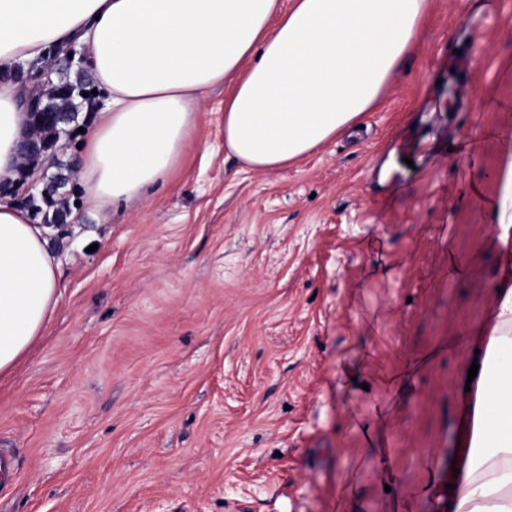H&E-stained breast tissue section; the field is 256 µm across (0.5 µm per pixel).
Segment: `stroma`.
<instances>
[{
    "label": "stroma",
    "instance_id": "obj_1",
    "mask_svg": "<svg viewBox=\"0 0 512 512\" xmlns=\"http://www.w3.org/2000/svg\"><path fill=\"white\" fill-rule=\"evenodd\" d=\"M431 0L362 122L288 169L224 152L207 93L183 165L96 213L65 187L50 229L65 290L0 377V512H444L470 366L500 283L501 140L512 136V0ZM401 481L384 488L362 422Z\"/></svg>",
    "mask_w": 512,
    "mask_h": 512
}]
</instances>
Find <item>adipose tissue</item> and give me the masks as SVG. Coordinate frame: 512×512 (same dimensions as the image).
<instances>
[{"mask_svg": "<svg viewBox=\"0 0 512 512\" xmlns=\"http://www.w3.org/2000/svg\"><path fill=\"white\" fill-rule=\"evenodd\" d=\"M429 0H0V183L28 114L19 64L79 44L101 103L76 161L88 208L132 203L180 168L208 90L227 87L224 150L257 171L310 155L373 111L419 40ZM493 245L512 257V138L501 145ZM42 228L0 201V376L63 287ZM478 387L457 428L448 512H512V285L500 286Z\"/></svg>", "mask_w": 512, "mask_h": 512, "instance_id": "ef3b65f1", "label": "adipose tissue"}]
</instances>
